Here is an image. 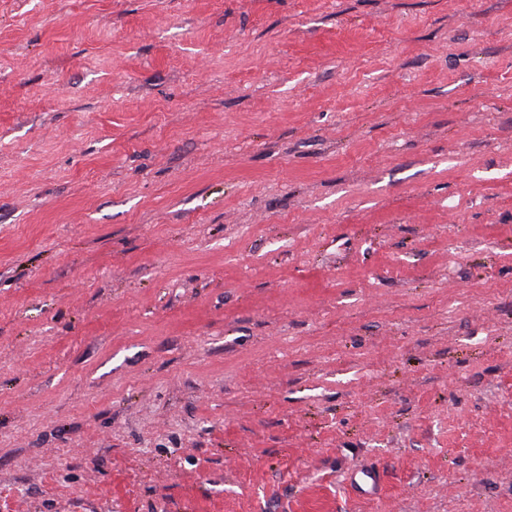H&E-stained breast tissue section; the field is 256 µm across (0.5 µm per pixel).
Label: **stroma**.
Segmentation results:
<instances>
[{
  "mask_svg": "<svg viewBox=\"0 0 512 512\" xmlns=\"http://www.w3.org/2000/svg\"><path fill=\"white\" fill-rule=\"evenodd\" d=\"M0 512H512V0H0ZM350 483L360 493L377 494L379 491V474L373 468L357 469L350 475Z\"/></svg>",
  "mask_w": 512,
  "mask_h": 512,
  "instance_id": "stroma-1",
  "label": "stroma"
}]
</instances>
